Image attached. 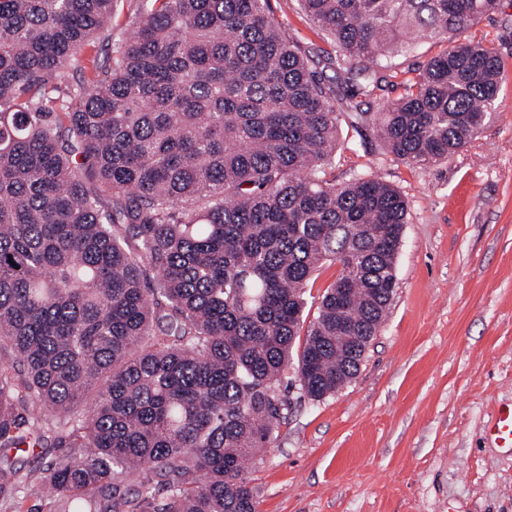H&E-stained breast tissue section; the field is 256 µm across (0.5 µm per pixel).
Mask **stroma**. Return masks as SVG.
Masks as SVG:
<instances>
[{
	"label": "stroma",
	"mask_w": 512,
	"mask_h": 512,
	"mask_svg": "<svg viewBox=\"0 0 512 512\" xmlns=\"http://www.w3.org/2000/svg\"><path fill=\"white\" fill-rule=\"evenodd\" d=\"M268 8L310 58L334 53L301 0ZM464 36L504 71L493 119L451 158L407 164L339 115L328 180L364 170L407 202L395 293L350 383L319 401L290 391L245 471L258 512H512V452L488 434L512 403V0Z\"/></svg>",
	"instance_id": "1"
}]
</instances>
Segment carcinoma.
Listing matches in <instances>:
<instances>
[{"label": "carcinoma", "mask_w": 512, "mask_h": 512, "mask_svg": "<svg viewBox=\"0 0 512 512\" xmlns=\"http://www.w3.org/2000/svg\"><path fill=\"white\" fill-rule=\"evenodd\" d=\"M114 2L0 0V497L21 492L9 452L50 439L68 452L25 486L55 512H257L245 465L290 389L355 378L396 287L407 204L326 178L334 89L395 158L449 159L496 110L502 61L459 36L498 0H302L336 44L319 73L268 0H135L115 37ZM434 40L400 99L363 109L392 55ZM338 266L336 264L326 263L312 277L307 286V308L310 309L308 322L316 316L321 301V296L325 290L336 278L338 274Z\"/></svg>", "instance_id": "carcinoma-1"}]
</instances>
